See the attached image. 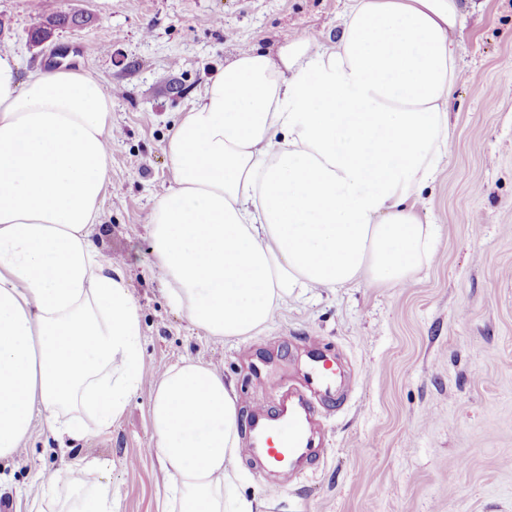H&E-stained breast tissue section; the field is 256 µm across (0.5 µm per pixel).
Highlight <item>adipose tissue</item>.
Masks as SVG:
<instances>
[{"label":"adipose tissue","instance_id":"1","mask_svg":"<svg viewBox=\"0 0 512 512\" xmlns=\"http://www.w3.org/2000/svg\"><path fill=\"white\" fill-rule=\"evenodd\" d=\"M465 0H348L334 43L239 50L167 144L174 187L152 211L170 304L216 340L265 328L290 299L363 280L403 288L436 258L421 188L448 153ZM112 99L75 71L20 75L0 53V460L42 414L57 437L111 427L143 383L142 329L93 245ZM170 512H260L239 490L232 384L192 360L151 383ZM68 470L69 512H114L112 487Z\"/></svg>","mask_w":512,"mask_h":512}]
</instances>
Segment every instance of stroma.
Here are the masks:
<instances>
[{"label":"stroma","instance_id":"stroma-1","mask_svg":"<svg viewBox=\"0 0 512 512\" xmlns=\"http://www.w3.org/2000/svg\"><path fill=\"white\" fill-rule=\"evenodd\" d=\"M54 3L91 24L56 30L40 47L28 31ZM346 0H0V51L20 73L87 74L112 98L109 185L93 233L122 272L142 327L144 371L182 359L232 381L250 419L279 408L276 390L307 369V345L341 358L351 381L322 417L321 451L281 483L242 456L243 493L262 512H512V0H469L454 39L459 73L449 104L453 138L421 192L440 224L437 257L405 288L366 283L289 301L260 333L217 341L165 297L152 265V209L172 184L166 145L194 96L243 47L277 56L307 35L336 36ZM150 388L103 429L61 447L34 423L0 460V501L66 512L67 468L96 461L118 512H163L166 476L155 455ZM56 475L53 487L42 485Z\"/></svg>","mask_w":512,"mask_h":512}]
</instances>
